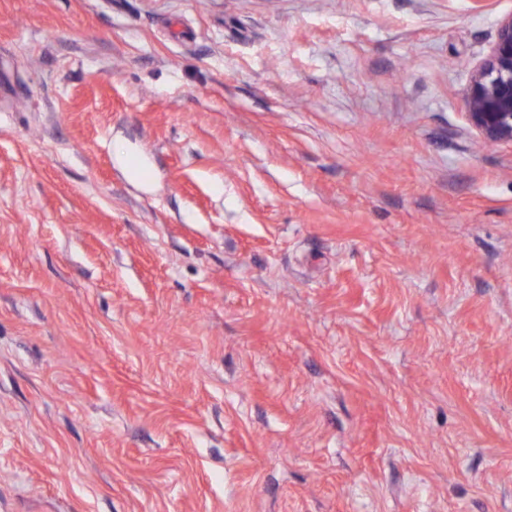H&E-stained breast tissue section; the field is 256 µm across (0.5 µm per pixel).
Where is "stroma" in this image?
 I'll return each instance as SVG.
<instances>
[{
  "label": "stroma",
  "instance_id": "35a3bbf8",
  "mask_svg": "<svg viewBox=\"0 0 512 512\" xmlns=\"http://www.w3.org/2000/svg\"><path fill=\"white\" fill-rule=\"evenodd\" d=\"M512 0H0V512H512ZM465 106L483 144H512V14L501 18L495 41L475 68Z\"/></svg>",
  "mask_w": 512,
  "mask_h": 512
}]
</instances>
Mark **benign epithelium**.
Here are the masks:
<instances>
[{
	"label": "benign epithelium",
	"instance_id": "1",
	"mask_svg": "<svg viewBox=\"0 0 512 512\" xmlns=\"http://www.w3.org/2000/svg\"><path fill=\"white\" fill-rule=\"evenodd\" d=\"M469 125L484 144H512V14L501 18L495 41L465 91Z\"/></svg>",
	"mask_w": 512,
	"mask_h": 512
}]
</instances>
